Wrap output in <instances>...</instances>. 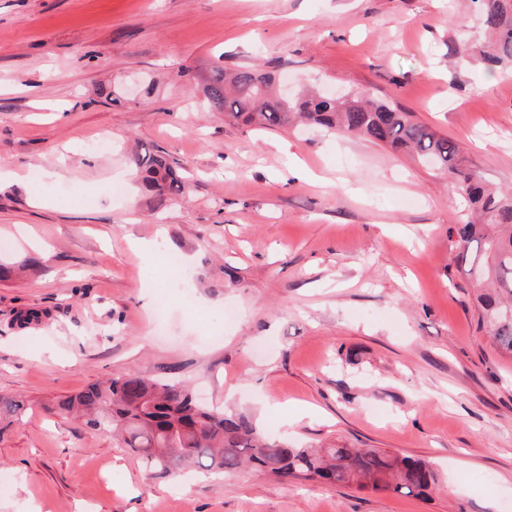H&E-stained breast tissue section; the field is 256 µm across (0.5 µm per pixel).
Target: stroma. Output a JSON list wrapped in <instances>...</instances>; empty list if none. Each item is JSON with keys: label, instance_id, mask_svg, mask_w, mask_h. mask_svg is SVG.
Returning <instances> with one entry per match:
<instances>
[{"label": "stroma", "instance_id": "obj_1", "mask_svg": "<svg viewBox=\"0 0 512 512\" xmlns=\"http://www.w3.org/2000/svg\"><path fill=\"white\" fill-rule=\"evenodd\" d=\"M488 41L471 0H0V262H35L0 280V395L24 404L0 434V512H512V355L452 261L454 182L359 137L231 122L205 95L219 59L366 92L508 188L512 72L483 70ZM101 136L111 152L87 149ZM148 150L187 182L161 208L134 164ZM296 158L314 179L289 175ZM30 308L46 318L19 329ZM126 372L174 376L294 446L425 459L440 487L153 475L52 411Z\"/></svg>", "mask_w": 512, "mask_h": 512}]
</instances>
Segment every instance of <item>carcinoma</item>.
Wrapping results in <instances>:
<instances>
[{
  "label": "carcinoma",
  "instance_id": "carcinoma-1",
  "mask_svg": "<svg viewBox=\"0 0 512 512\" xmlns=\"http://www.w3.org/2000/svg\"><path fill=\"white\" fill-rule=\"evenodd\" d=\"M492 44L490 67L512 61V0H473ZM270 72L215 67L206 89L209 104L246 124L283 125L297 117L343 136H360L395 152L413 153L448 173L463 187L470 215L448 227L453 261L487 289L477 297V318L492 343L512 354V191L488 188L460 144L438 134L412 113L363 94L337 99L318 95L284 98ZM135 165L144 189L162 205L184 195L186 184L163 156L144 153ZM21 401L0 396V423L19 420ZM53 410L85 417V426L118 433L152 468L178 474L194 467L232 474L253 465L282 478L324 480L375 493L426 498L438 487L430 463L375 448L288 446L286 439L261 435L246 417L199 403L179 382L161 383L140 374L112 375L57 401Z\"/></svg>",
  "mask_w": 512,
  "mask_h": 512
}]
</instances>
